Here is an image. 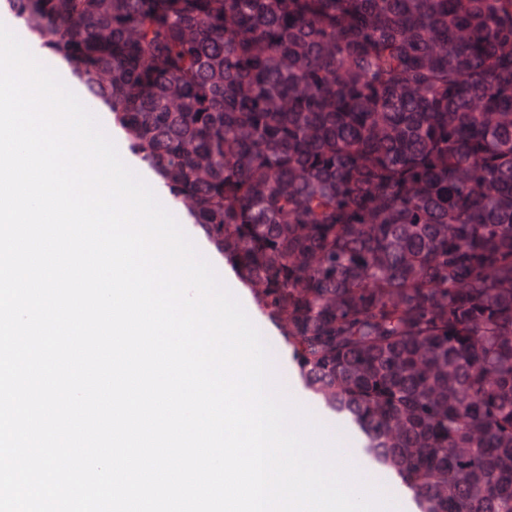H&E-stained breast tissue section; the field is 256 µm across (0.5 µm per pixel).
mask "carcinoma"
Segmentation results:
<instances>
[{
  "instance_id": "cac0c4a2",
  "label": "carcinoma",
  "mask_w": 512,
  "mask_h": 512,
  "mask_svg": "<svg viewBox=\"0 0 512 512\" xmlns=\"http://www.w3.org/2000/svg\"><path fill=\"white\" fill-rule=\"evenodd\" d=\"M416 512H512V0H0ZM101 127L103 128V130L113 139V141L115 142L116 146H117V149L119 151V154L121 156V158L123 159V161L131 168L133 169L151 188L152 190L154 191V193L156 194V196L158 197L159 201L163 204L164 207H166L179 221V223L182 225L184 224V219L182 217V215L180 214L179 211H177L176 209L168 206L164 201H163V198H162V194L158 191L157 189V186L153 184V181H152V178L151 177H148L146 176L144 173H143V170H145L144 168L140 167V166H137L135 164H133V162L131 161L130 159V155H128L125 151H124V148H123V145H122V140L121 138L115 133L113 132V130L111 129V126L108 125L107 122H102L101 124Z\"/></svg>"
}]
</instances>
